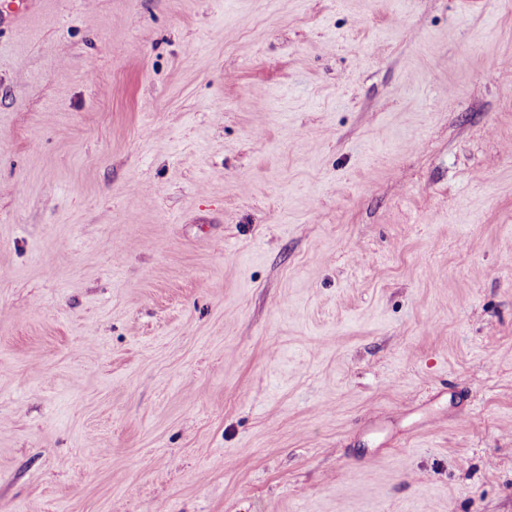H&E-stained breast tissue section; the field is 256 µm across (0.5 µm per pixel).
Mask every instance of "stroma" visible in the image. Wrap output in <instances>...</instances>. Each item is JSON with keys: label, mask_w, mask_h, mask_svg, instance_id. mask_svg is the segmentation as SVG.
<instances>
[{"label": "stroma", "mask_w": 512, "mask_h": 512, "mask_svg": "<svg viewBox=\"0 0 512 512\" xmlns=\"http://www.w3.org/2000/svg\"><path fill=\"white\" fill-rule=\"evenodd\" d=\"M0 512H512V0H0Z\"/></svg>", "instance_id": "obj_1"}]
</instances>
